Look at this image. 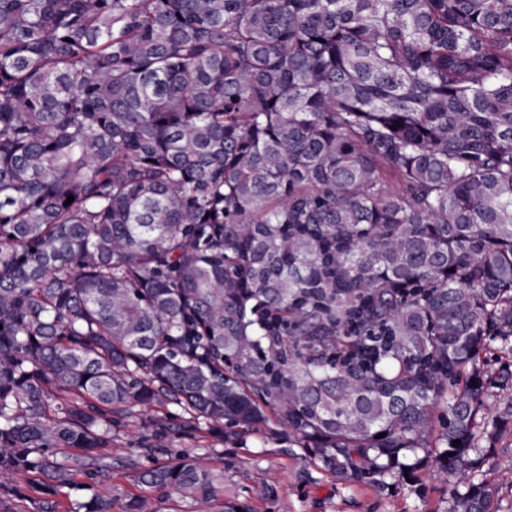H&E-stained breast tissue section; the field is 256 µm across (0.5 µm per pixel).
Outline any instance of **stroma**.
Wrapping results in <instances>:
<instances>
[{"mask_svg":"<svg viewBox=\"0 0 512 512\" xmlns=\"http://www.w3.org/2000/svg\"><path fill=\"white\" fill-rule=\"evenodd\" d=\"M181 411L174 405L137 407L126 426L112 438L101 460L112 471V480L102 490L116 503L126 497L148 494L138 481L146 460L143 448L151 437L154 418L178 422ZM173 451L195 456L224 474V495L248 503L254 512H429L438 494L420 495L406 489L383 494L369 487L336 482L309 462L305 449L288 448L269 435H246L243 443L225 439L223 427H204L194 435H169ZM269 483L271 496L261 497L256 489Z\"/></svg>","mask_w":512,"mask_h":512,"instance_id":"stroma-1","label":"stroma"}]
</instances>
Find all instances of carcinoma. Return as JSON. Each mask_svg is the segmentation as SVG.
Here are the masks:
<instances>
[{
	"label": "carcinoma",
	"instance_id": "obj_1",
	"mask_svg": "<svg viewBox=\"0 0 512 512\" xmlns=\"http://www.w3.org/2000/svg\"><path fill=\"white\" fill-rule=\"evenodd\" d=\"M156 401L494 512L512 0H0V512L17 475L113 512L96 461ZM149 456L145 486L224 496Z\"/></svg>",
	"mask_w": 512,
	"mask_h": 512
}]
</instances>
